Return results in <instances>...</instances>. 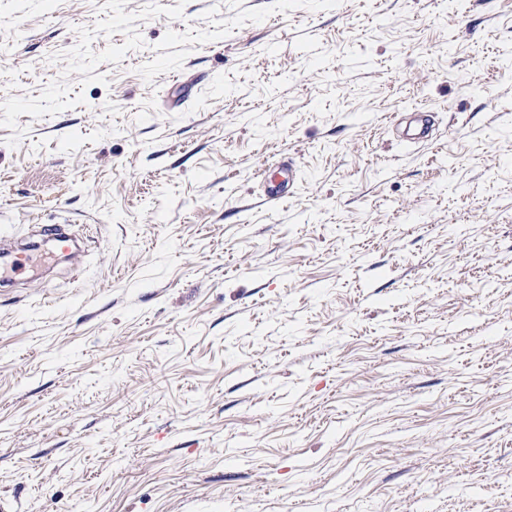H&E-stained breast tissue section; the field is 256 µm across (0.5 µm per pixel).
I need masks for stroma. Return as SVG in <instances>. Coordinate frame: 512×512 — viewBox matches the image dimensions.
<instances>
[{
  "label": "stroma",
  "instance_id": "obj_1",
  "mask_svg": "<svg viewBox=\"0 0 512 512\" xmlns=\"http://www.w3.org/2000/svg\"><path fill=\"white\" fill-rule=\"evenodd\" d=\"M40 224L83 250L0 290L18 512H512V0H0ZM278 169L282 176L274 179L267 178V168L259 171L258 177L262 179L264 185L265 200L274 204L284 197L290 195L298 184L297 166L290 160H281L278 163Z\"/></svg>",
  "mask_w": 512,
  "mask_h": 512
}]
</instances>
